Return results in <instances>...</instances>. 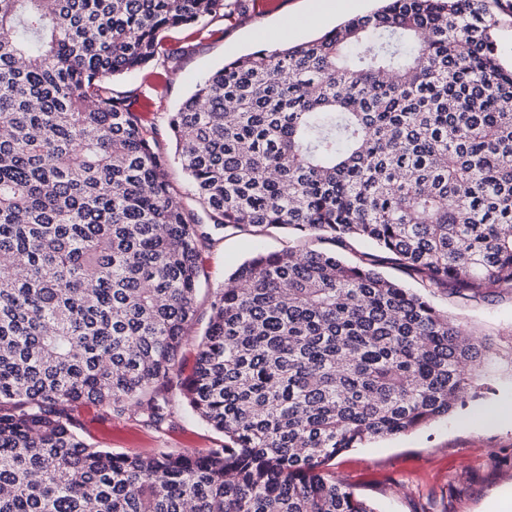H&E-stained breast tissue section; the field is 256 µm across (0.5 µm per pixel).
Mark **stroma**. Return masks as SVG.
<instances>
[{
    "label": "stroma",
    "instance_id": "35a3bbf8",
    "mask_svg": "<svg viewBox=\"0 0 512 512\" xmlns=\"http://www.w3.org/2000/svg\"><path fill=\"white\" fill-rule=\"evenodd\" d=\"M378 6V0H279L236 18L227 25L223 40L198 48L185 60L178 78L162 89L161 107L153 118L162 131L163 151H175L166 131L168 113L224 62L262 47L312 40ZM320 246L315 235L283 227L268 228L258 236L228 233L215 238L201 253L203 275L194 321L164 386L172 405L171 422L154 428L140 418L111 415L105 407L86 401L72 408L80 435L119 454L221 447L223 434L187 406L180 387L195 366L214 295L256 252ZM427 298L469 330L495 340L499 355L487 366L482 388L448 418L342 453L334 470L356 493L370 499L377 512H499L502 501L512 498V366L506 360L512 352V289L494 288L473 300L442 289L428 292Z\"/></svg>",
    "mask_w": 512,
    "mask_h": 512
}]
</instances>
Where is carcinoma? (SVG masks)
<instances>
[{
  "mask_svg": "<svg viewBox=\"0 0 512 512\" xmlns=\"http://www.w3.org/2000/svg\"><path fill=\"white\" fill-rule=\"evenodd\" d=\"M246 0H0V512H375L338 455L465 405L493 350L429 289H512V68L490 0H384L224 64L168 118L187 207L139 95ZM259 253L215 292L189 407L202 453L82 440L91 401L158 426L217 231Z\"/></svg>",
  "mask_w": 512,
  "mask_h": 512,
  "instance_id": "carcinoma-1",
  "label": "carcinoma"
}]
</instances>
